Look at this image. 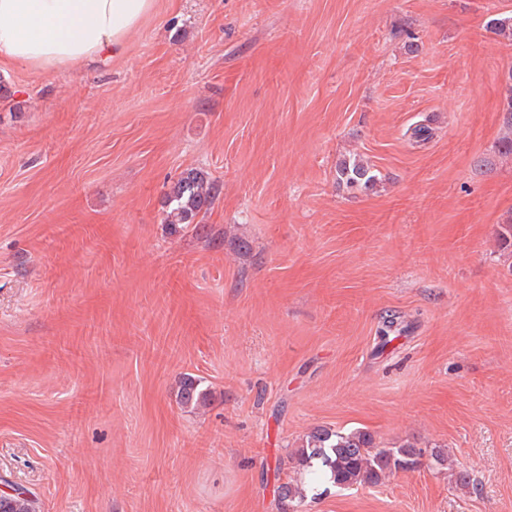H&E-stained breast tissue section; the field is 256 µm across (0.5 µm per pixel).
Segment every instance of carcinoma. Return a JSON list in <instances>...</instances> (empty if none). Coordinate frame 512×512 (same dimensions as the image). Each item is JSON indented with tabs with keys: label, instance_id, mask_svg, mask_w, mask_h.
<instances>
[{
	"label": "carcinoma",
	"instance_id": "cac0c4a2",
	"mask_svg": "<svg viewBox=\"0 0 512 512\" xmlns=\"http://www.w3.org/2000/svg\"><path fill=\"white\" fill-rule=\"evenodd\" d=\"M337 180L349 187H368L378 180L374 167L361 158L342 160L336 167ZM218 192V185L198 171L190 170L175 181L165 199L164 223L171 232L178 233L194 223L196 216L209 206ZM179 403L200 405L207 401V393L191 376L182 379L178 390ZM416 449L411 446L380 448L371 433L356 429L349 432L317 427L306 437L305 443L294 453L302 468H309L314 460L321 462L323 473L340 488L376 485L387 476L412 470L416 464ZM302 484L283 482L279 486L281 505L301 504L304 500ZM0 512H40L39 500L30 490L10 486L0 495Z\"/></svg>",
	"mask_w": 512,
	"mask_h": 512
}]
</instances>
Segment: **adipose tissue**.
<instances>
[{"instance_id":"adipose-tissue-1","label":"adipose tissue","mask_w":512,"mask_h":512,"mask_svg":"<svg viewBox=\"0 0 512 512\" xmlns=\"http://www.w3.org/2000/svg\"><path fill=\"white\" fill-rule=\"evenodd\" d=\"M154 0H0V60L53 72L110 63Z\"/></svg>"}]
</instances>
